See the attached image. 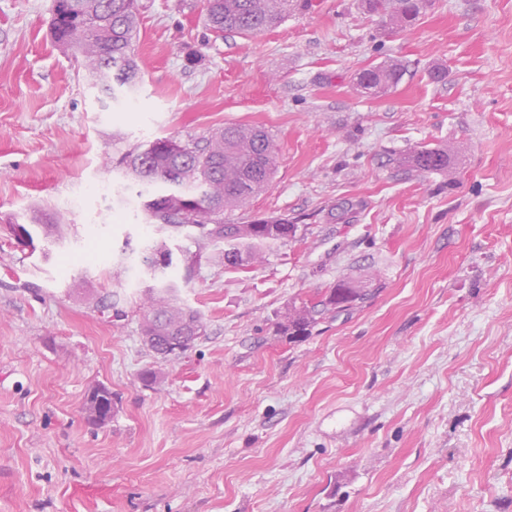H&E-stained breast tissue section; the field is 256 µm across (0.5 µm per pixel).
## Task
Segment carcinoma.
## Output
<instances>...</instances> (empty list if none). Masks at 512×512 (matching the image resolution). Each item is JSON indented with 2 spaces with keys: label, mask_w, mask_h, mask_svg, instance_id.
I'll return each instance as SVG.
<instances>
[{
  "label": "carcinoma",
  "mask_w": 512,
  "mask_h": 512,
  "mask_svg": "<svg viewBox=\"0 0 512 512\" xmlns=\"http://www.w3.org/2000/svg\"><path fill=\"white\" fill-rule=\"evenodd\" d=\"M52 9L51 30L55 42L64 50L78 54L88 73L98 79L104 91L114 86L128 90L141 80V68L134 54V41L140 21L139 0H56ZM308 0H205L209 25L221 33L256 34L277 26L288 13ZM434 6V0H361L364 11L386 17L392 26L407 30ZM86 23L85 38L71 40L73 22ZM404 67L389 60L361 70L356 77L359 90L380 96L396 88ZM169 138H158L145 147H134L122 154L120 164L127 175L144 185L162 184L163 191L144 202L155 224L175 231L193 228L194 243L200 244L215 234L224 238L219 254L224 265L244 268L254 250L271 242L296 237L298 225L283 217H264L248 224L224 222V212L246 207L266 189L277 169L278 153L270 133L257 125H231L212 130L203 142L187 141L180 151L166 148ZM410 167L422 176L448 170V151L421 148L409 157ZM173 263V252L157 246L143 256L154 285L142 305L140 324L144 344L159 358L168 354L154 341L156 336L181 337L186 351L204 335L201 314L177 301L178 286L166 279ZM366 289L347 278H339L314 298L292 306L280 332L290 339L312 334L319 320L348 310L366 299ZM112 403V392L103 385L91 387L83 412L95 425L109 421L102 406Z\"/></svg>",
  "instance_id": "carcinoma-1"
}]
</instances>
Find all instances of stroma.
I'll use <instances>...</instances> for the list:
<instances>
[{
	"label": "stroma",
	"instance_id": "1",
	"mask_svg": "<svg viewBox=\"0 0 512 512\" xmlns=\"http://www.w3.org/2000/svg\"><path fill=\"white\" fill-rule=\"evenodd\" d=\"M140 2L142 79L111 95L53 42L52 0H0V512H512V0H435L398 33L309 0L248 36L214 33L203 0ZM390 59L394 90L357 91ZM238 124L278 168L226 221L299 229L244 269L213 244L192 280L175 260L206 333L163 360L141 258L192 242L114 160ZM421 147L447 172L395 165ZM34 213L60 233L21 245ZM343 277L370 288L359 307L278 331ZM96 384L117 402L101 426ZM404 67L398 60H389L361 70L356 77L360 91L372 90L374 96L396 88L403 77ZM106 403L112 404V392L103 385L91 387L85 397L83 412L86 419L95 425L104 424L111 417H107L102 411V406Z\"/></svg>",
	"mask_w": 512,
	"mask_h": 512
}]
</instances>
